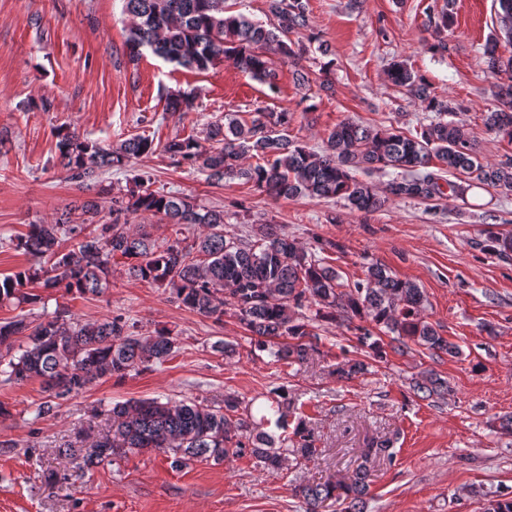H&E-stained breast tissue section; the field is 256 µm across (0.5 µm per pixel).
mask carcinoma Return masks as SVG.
<instances>
[{
    "mask_svg": "<svg viewBox=\"0 0 512 512\" xmlns=\"http://www.w3.org/2000/svg\"><path fill=\"white\" fill-rule=\"evenodd\" d=\"M497 2L501 35L487 40L483 57L490 76L504 75L508 85H497L499 105L484 114L483 124L512 144V54L499 53L503 45L512 48V0ZM123 3L130 20L126 46L132 61L148 49L176 67L203 72L224 59L273 93L277 92L276 64L281 62L292 69L297 86H310L312 69L303 64L305 49L291 39L310 30L307 0H269L265 22L231 10L226 0ZM427 13L436 34L441 36L453 26L451 12H436L429 6ZM388 78L430 113L428 122L413 132L400 127L381 130L346 119L314 151L288 137L293 113L258 108L248 118L237 114L209 124L208 147L194 134L176 135L164 143L163 152L217 183L244 179L274 199H336L364 214L380 210L389 197L427 203L435 211L438 201L453 195L462 198L474 188L512 194L511 155L494 164L482 162L473 139L448 120L455 107L406 61H392ZM194 101L192 94L169 92L166 111L184 116L194 110ZM56 147L67 178L81 185L157 150L154 140L145 135L105 146L75 129L58 134ZM251 158L259 162L253 165ZM377 172L388 176L381 191L367 179ZM448 173H458L463 180L451 181ZM111 211L112 221L99 224L95 222L98 204L86 201L74 220L29 225L15 247L31 261L0 277V306L41 303L42 297L29 291L33 284L101 296L111 286L112 259L119 254L127 259L129 277L167 290L177 303L201 316L216 322L226 317L236 320L276 362L301 365L319 351L315 323L323 319L347 326L356 319L371 324L354 326L369 355L337 366L334 374L340 379L363 374L371 362L386 358L381 343L370 341L375 329L394 335L392 350L397 354L411 343L450 356L458 353V346L420 315L426 302L421 288L381 264H370L365 278L345 285L335 268L278 224H263L254 237L245 238L226 229L224 210L147 187L112 197ZM138 213L158 216L167 224L197 225L200 232L190 241L176 238L161 245L146 225L128 224L129 216ZM487 249L499 257L511 256L512 236L489 238ZM38 318L35 322L22 314L0 322V377L18 385L38 379L49 392L50 400L34 410L36 420L53 411V400L77 395L104 377L124 378L161 365L177 347L170 329L144 333L121 313L82 322L64 310L50 313L44 308ZM16 336L27 337V343L15 345ZM413 389L430 398L448 390V382L431 373L415 382ZM110 413L112 439L91 443V451L82 456L71 446L59 449L68 468L80 471L129 453L159 451L176 464L249 454L276 470L290 452L304 461L319 454L306 420L298 421L292 447L279 446L235 394L224 396L222 409L197 398H146L116 403ZM390 449L387 442L371 439L347 479L298 487L296 493L304 499L307 512H327L335 503L341 512H364L374 465L381 458L392 459ZM484 512H512V497H487Z\"/></svg>",
    "mask_w": 512,
    "mask_h": 512,
    "instance_id": "carcinoma-1",
    "label": "carcinoma"
}]
</instances>
